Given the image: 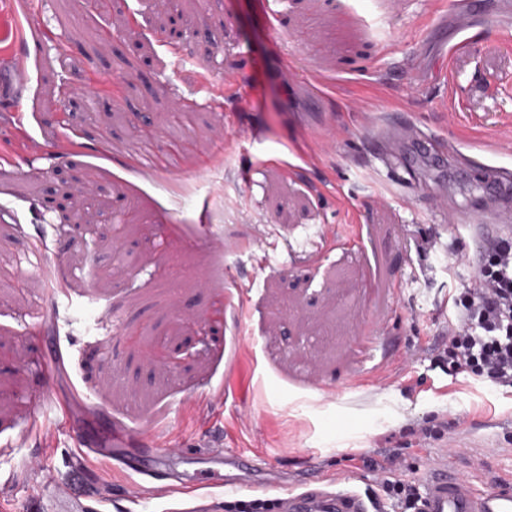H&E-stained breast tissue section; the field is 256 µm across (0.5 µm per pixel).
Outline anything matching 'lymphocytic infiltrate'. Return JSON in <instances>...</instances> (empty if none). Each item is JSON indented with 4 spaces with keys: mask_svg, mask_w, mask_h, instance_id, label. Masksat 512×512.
Returning <instances> with one entry per match:
<instances>
[{
    "mask_svg": "<svg viewBox=\"0 0 512 512\" xmlns=\"http://www.w3.org/2000/svg\"><path fill=\"white\" fill-rule=\"evenodd\" d=\"M451 299L454 315L436 349L435 364L512 389V239L485 253L475 280L459 281ZM366 465L383 474L374 499L396 512H414L419 489L403 479L395 456L371 458Z\"/></svg>",
    "mask_w": 512,
    "mask_h": 512,
    "instance_id": "obj_1",
    "label": "lymphocytic infiltrate"
}]
</instances>
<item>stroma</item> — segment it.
<instances>
[{"label":"stroma","instance_id":"stroma-1","mask_svg":"<svg viewBox=\"0 0 512 512\" xmlns=\"http://www.w3.org/2000/svg\"><path fill=\"white\" fill-rule=\"evenodd\" d=\"M451 2L0 0V65L26 88L0 100V512H224L177 456L158 481L75 464L77 421L125 431L126 455L144 431L245 448L292 483L312 462L368 491L383 475L354 457L421 468L456 442L475 481L512 476V392L432 362L449 288L476 276L448 208L484 191L471 159L512 170V30L493 19L512 0L433 30ZM241 70L243 94L201 85ZM409 124L433 140L412 169L390 149ZM88 181L105 213L80 224L51 200ZM181 345L184 364L148 366ZM71 384L89 402L65 417L50 399ZM432 417L442 436L412 435Z\"/></svg>","mask_w":512,"mask_h":512}]
</instances>
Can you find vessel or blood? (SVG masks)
Instances as JSON below:
<instances>
[{
  "label": "vessel or blood",
  "mask_w": 512,
  "mask_h": 512,
  "mask_svg": "<svg viewBox=\"0 0 512 512\" xmlns=\"http://www.w3.org/2000/svg\"><path fill=\"white\" fill-rule=\"evenodd\" d=\"M459 227L469 231L474 250L483 244L512 238V213L469 205L457 210ZM168 448L138 460L115 456V464L147 480H158L164 474ZM204 461L217 469L214 485L234 495L236 507L250 502L260 512H376L368 493L359 491L347 479L328 489L315 466H307L301 488L284 485L277 473L246 452L210 450ZM422 485L418 512H512V478H498L478 486L470 474L449 465L447 458L432 462L419 477Z\"/></svg>",
  "instance_id": "1"
}]
</instances>
